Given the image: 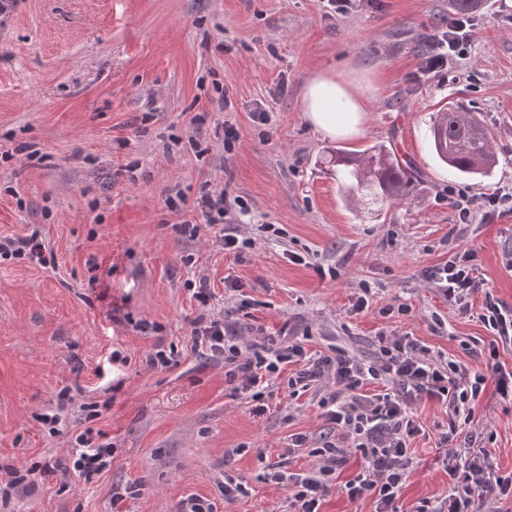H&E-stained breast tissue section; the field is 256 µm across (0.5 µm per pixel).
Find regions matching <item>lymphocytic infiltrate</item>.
I'll return each instance as SVG.
<instances>
[{
    "label": "lymphocytic infiltrate",
    "instance_id": "1",
    "mask_svg": "<svg viewBox=\"0 0 512 512\" xmlns=\"http://www.w3.org/2000/svg\"><path fill=\"white\" fill-rule=\"evenodd\" d=\"M476 29L474 19L449 15L432 52L420 62V75L450 73ZM231 207L223 190L200 192L193 202L206 223L222 225L224 250L238 255L249 242L239 237L236 225L225 223ZM430 278L437 291L464 313L469 310V297L484 286L470 249L433 267ZM191 341L224 360L226 382L233 392L248 395L256 414L263 413L265 391L280 375H287L292 388L320 376L333 381L334 391L322 397L319 406L336 432L310 450L315 465L291 471L276 462L268 465L264 475L265 481L286 490V512H321L323 500L338 482L350 501L369 496L375 502L374 512H399V493L413 464L409 441L419 432L413 406L424 399L448 408V429L437 445L449 484L445 497L422 502L415 512H502L501 501H512V473H500L490 463L485 449L476 447L470 429L475 407L487 388H494L501 398H512V372L495 360L499 344L490 345L493 362L483 374L431 355L428 347L407 335L381 336L379 354L368 362L342 352L311 354L301 342L266 347L246 357L237 344L236 322L226 318H199ZM378 381L384 382V390L366 394L365 386ZM352 454L361 456L362 464L350 479L339 481V470Z\"/></svg>",
    "mask_w": 512,
    "mask_h": 512
}]
</instances>
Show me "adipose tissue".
<instances>
[{"instance_id":"adipose-tissue-1","label":"adipose tissue","mask_w":512,"mask_h":512,"mask_svg":"<svg viewBox=\"0 0 512 512\" xmlns=\"http://www.w3.org/2000/svg\"><path fill=\"white\" fill-rule=\"evenodd\" d=\"M303 120L322 137L354 139L363 132L367 119L364 92L330 70L315 72L301 99Z\"/></svg>"}]
</instances>
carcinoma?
Here are the masks:
<instances>
[{"label":"carcinoma","instance_id":"obj_1","mask_svg":"<svg viewBox=\"0 0 512 512\" xmlns=\"http://www.w3.org/2000/svg\"><path fill=\"white\" fill-rule=\"evenodd\" d=\"M431 139L438 159L462 176H489L498 163L491 139L473 111L451 105L436 114ZM339 168L346 194L356 189L369 201H400L410 191L411 180L393 148L369 147L361 157L340 152L330 159Z\"/></svg>","mask_w":512,"mask_h":512}]
</instances>
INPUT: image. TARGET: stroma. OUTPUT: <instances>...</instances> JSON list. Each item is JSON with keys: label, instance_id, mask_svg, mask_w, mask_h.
<instances>
[{"label": "stroma", "instance_id": "35a3bbf8", "mask_svg": "<svg viewBox=\"0 0 512 512\" xmlns=\"http://www.w3.org/2000/svg\"><path fill=\"white\" fill-rule=\"evenodd\" d=\"M448 12V0H374L333 19L319 0H16L0 12V236L39 230L50 256L0 260V488L13 468L31 481L11 512H179L192 494L216 512H280L286 492L265 468L313 465L289 452V437L319 445L330 385L312 381L297 397L280 377L260 415L232 396L223 361L193 347L190 331L243 297L246 344L307 332L312 349L370 361L379 333L393 331L485 369L494 335L476 312L488 293L512 306V207L474 209L463 224L450 198L512 192V0L476 10L459 82L417 78L419 46ZM322 69L372 83L362 136L326 140L302 120L305 85ZM451 103L488 129L499 159L490 178H460L434 156L433 116ZM378 142L414 170L410 195L347 202L326 158ZM219 188L249 206L236 223L253 246L238 256L219 246L218 227L179 235L175 224L197 215L165 206L175 192ZM467 248L486 283L469 315L427 280ZM202 277L213 294L204 308L188 288ZM365 284L374 309L352 313ZM401 304L408 314L378 313ZM158 344L178 365H146ZM115 348L126 363H109ZM54 412L51 429L39 417ZM416 419L401 512L448 492L436 462L448 411L424 400ZM88 429L114 448L89 482L72 469ZM473 430L512 473V401L485 392ZM47 463L54 475L42 474ZM228 477L248 497L225 502ZM130 485L140 496L113 502Z\"/></svg>", "mask_w": 512, "mask_h": 512}]
</instances>
